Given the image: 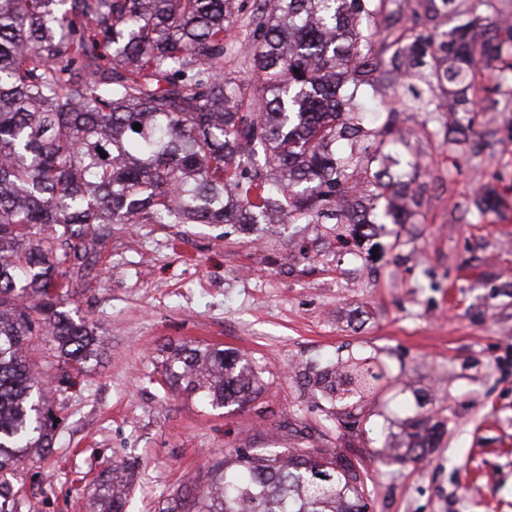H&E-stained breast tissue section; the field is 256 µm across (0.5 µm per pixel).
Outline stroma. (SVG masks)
I'll list each match as a JSON object with an SVG mask.
<instances>
[{"label":"stroma","mask_w":512,"mask_h":512,"mask_svg":"<svg viewBox=\"0 0 512 512\" xmlns=\"http://www.w3.org/2000/svg\"><path fill=\"white\" fill-rule=\"evenodd\" d=\"M469 91V144L429 137V114L382 93L400 162L421 187L409 224H388L361 256L337 253L322 224L113 226L66 309L101 328L84 371L50 344L31 351L58 420L46 459H25L22 512H99L90 492L135 462L131 512H165L178 486L206 489L236 448H334L364 476L368 512H512V93L488 107ZM491 194L495 213L475 201ZM210 344L250 358L263 388L211 408L167 386L169 347ZM374 356L390 372L376 396L329 407L306 368ZM433 446L399 464L412 424Z\"/></svg>","instance_id":"1"}]
</instances>
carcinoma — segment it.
I'll use <instances>...</instances> for the list:
<instances>
[{
    "label": "carcinoma",
    "instance_id": "carcinoma-1",
    "mask_svg": "<svg viewBox=\"0 0 512 512\" xmlns=\"http://www.w3.org/2000/svg\"><path fill=\"white\" fill-rule=\"evenodd\" d=\"M395 2L0 0V473L54 448L27 353L48 336L72 367L96 355V329L62 310V269L86 266L112 225L327 224L348 246L415 216L416 166L374 169L397 141L355 90L396 73L409 110L439 111L443 89L465 112L479 59L512 81V31L480 42L495 28L481 16L451 39L397 28ZM230 58L237 76L224 73ZM37 225L51 232L28 237ZM161 367L213 409L260 389L251 360L217 347L170 348ZM383 376L358 358L306 379L332 405ZM431 430L415 422L400 459L425 456ZM233 465L195 496L177 487L168 512H365L363 477L335 450L236 448ZM127 478L114 465L91 491L102 512H128ZM16 495L0 481V512H19Z\"/></svg>",
    "mask_w": 512,
    "mask_h": 512
}]
</instances>
